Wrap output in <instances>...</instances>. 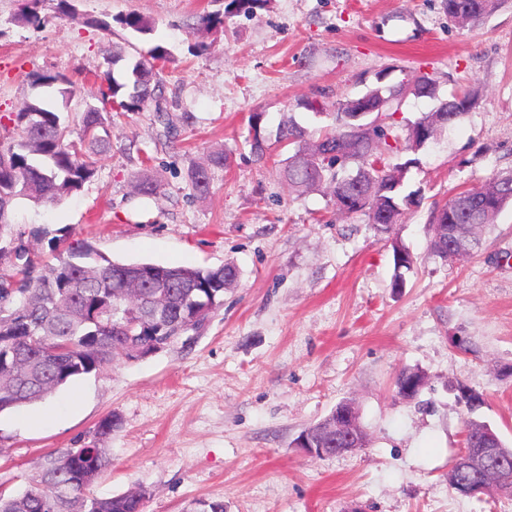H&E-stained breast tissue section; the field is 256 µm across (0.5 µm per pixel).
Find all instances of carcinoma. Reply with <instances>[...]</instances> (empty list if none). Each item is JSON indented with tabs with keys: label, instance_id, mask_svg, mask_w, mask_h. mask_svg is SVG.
<instances>
[{
	"label": "carcinoma",
	"instance_id": "1",
	"mask_svg": "<svg viewBox=\"0 0 512 512\" xmlns=\"http://www.w3.org/2000/svg\"><path fill=\"white\" fill-rule=\"evenodd\" d=\"M504 0H441L448 18L463 26H474L501 6ZM41 0H25L22 21L33 27L43 24ZM124 28L145 34L150 23L136 13L117 19ZM167 59L160 46L148 59L136 62L133 80H107L108 96L121 112H137L152 98L159 83L155 62ZM435 98L437 81L423 74L397 89L376 87L365 94L338 103L335 127L312 143L307 132L289 122L279 128V139L293 146L283 168L288 185L297 190L328 191L336 210L363 212L382 233L401 222L407 210L420 206L417 192L402 193L403 174L409 165H382L386 151L418 152L446 127L458 122L469 110L468 93H451L406 124L398 133L391 102L404 95ZM12 141L0 145V230L11 224L18 199L37 204H57L81 190L97 174L95 148L104 143L98 133L100 112L88 108L78 133L66 125L58 112L27 102L7 116ZM253 136L249 141L254 162L265 164L269 145L261 136V114L251 116ZM224 153L211 156L209 166L191 172L193 189L204 194L210 185L209 167H222ZM512 203V172L494 175L452 196L432 214L430 250L448 260V230L472 238L471 253L482 249L484 231L495 224L505 205ZM34 233L18 231L0 246V412L39 401L87 371H96L124 358L129 337L153 336L179 340L198 328L208 314V304L223 303L224 289L235 284L239 270L232 263L218 268L122 263L93 249L88 243L66 235L54 240L58 263L43 259L34 247ZM394 276L391 288L405 285L404 272L412 269L413 256L400 242L391 241ZM425 384V375L407 369L395 380L396 395L415 398ZM354 408L342 401L322 420L302 431L315 448L336 454L343 442L326 435L336 415ZM488 424L467 422L465 446L478 447ZM69 461L59 470L58 462ZM104 473L111 465L107 453H97L84 444L49 454L24 492L0 495V512H144L145 500L127 493L109 498L90 494L84 481L89 463Z\"/></svg>",
	"mask_w": 512,
	"mask_h": 512
}]
</instances>
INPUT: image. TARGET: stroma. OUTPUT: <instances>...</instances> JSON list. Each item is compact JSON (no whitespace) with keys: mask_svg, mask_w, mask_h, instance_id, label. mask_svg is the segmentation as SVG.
I'll return each instance as SVG.
<instances>
[{"mask_svg":"<svg viewBox=\"0 0 512 512\" xmlns=\"http://www.w3.org/2000/svg\"><path fill=\"white\" fill-rule=\"evenodd\" d=\"M71 4L66 15L46 6L37 29L18 19L20 0H0V115L41 100L75 130L87 106L109 110L105 72L124 78L157 46L168 59L156 99L114 115L93 181L54 206L19 200L15 229L37 232L45 254L69 232L115 261L230 262L240 277L170 347L1 412L0 494L29 488L50 453L90 442L112 460L91 494L143 488L146 512H189L210 498L226 512H512L510 496L479 501L448 483L469 417L512 446V204L480 252L445 261L429 249L435 207L512 172V0L465 29L440 0H263L211 29L198 19L223 0ZM132 12L149 33L117 24ZM34 72L68 77L76 96L34 86ZM425 73L438 98L466 91L474 101L409 164L405 189L423 200L390 233L336 212L322 192L289 188L283 122L319 135L337 102ZM315 100L323 111L310 109ZM255 112L271 147L262 166L248 145ZM217 151L227 162L197 194L189 174ZM144 173L158 195L139 193ZM395 240L415 258L398 293ZM405 369L426 377L413 400L395 393ZM459 383L482 394L475 414L458 402ZM343 400L359 410L363 447L325 458L298 448L301 431ZM112 412L120 427L96 434Z\"/></svg>","mask_w":512,"mask_h":512,"instance_id":"stroma-1","label":"stroma"}]
</instances>
